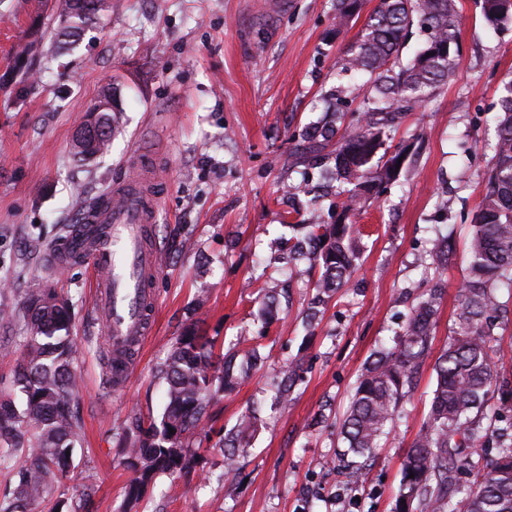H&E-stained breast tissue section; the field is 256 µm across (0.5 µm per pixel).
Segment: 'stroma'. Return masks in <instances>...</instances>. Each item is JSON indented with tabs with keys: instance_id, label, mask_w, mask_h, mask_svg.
I'll return each instance as SVG.
<instances>
[{
	"instance_id": "1",
	"label": "stroma",
	"mask_w": 512,
	"mask_h": 512,
	"mask_svg": "<svg viewBox=\"0 0 512 512\" xmlns=\"http://www.w3.org/2000/svg\"><path fill=\"white\" fill-rule=\"evenodd\" d=\"M45 4L0 0V310L20 311L28 292L46 284L71 306L81 436L67 498L91 486L93 512H394L402 458L428 416L431 365L356 484L337 471L340 423L366 362L391 344L412 297L431 283L418 256L438 224L452 231L454 250L433 347L448 341L501 81L512 76V26L492 31L482 0H458L457 75L401 118L392 143L411 147L401 175L354 217L362 249L350 283L309 329L316 275L284 243L290 225L313 215L333 223L337 198L324 188L320 153L300 133L325 122L323 101L337 86L349 90L347 112H361L368 78L341 62L377 0L337 38L336 0H112L111 13L62 55L52 29H30ZM27 42L33 53L19 60ZM110 84L122 104L111 150L76 162L73 139ZM136 152L164 191L154 227L164 269L149 334L115 391L104 378L106 341L92 324L91 270H51L48 253L89 200L133 176ZM196 320L220 350L245 338L265 356L211 409L213 430L225 434L242 413L262 408L237 457L236 490L226 494L224 456L213 448L190 477L157 475L128 502L133 472L118 439L133 419H158V368ZM292 356L304 361L303 379L283 403L270 383Z\"/></svg>"
}]
</instances>
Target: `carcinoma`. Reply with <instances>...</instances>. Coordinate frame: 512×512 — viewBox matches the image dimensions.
<instances>
[{"label":"carcinoma","instance_id":"cac0c4a2","mask_svg":"<svg viewBox=\"0 0 512 512\" xmlns=\"http://www.w3.org/2000/svg\"><path fill=\"white\" fill-rule=\"evenodd\" d=\"M359 0H336L334 32L341 34L357 15ZM112 10V0H59L55 13L61 44L79 40L102 15ZM487 25L498 29L512 24L499 0H482ZM426 32V43L407 64L400 49L412 27ZM458 38L457 0H378L357 40L343 59L342 70L369 77L372 93L364 112L343 111L344 90L326 111L336 113V126L315 131L313 148L329 150L334 166L331 178L345 194L342 217L356 215L364 196L394 182L405 158L402 147L391 149L389 119L400 112L422 109L442 85L456 76L455 57L428 55L433 46L451 49ZM114 130L97 141L91 151L76 140L78 162L106 153ZM492 164L486 192L473 217L466 273L459 287L460 307L444 347L433 365L435 387L427 421L401 462V488L395 512H512V421L499 425L501 415L491 401H512V382L494 375L491 346L494 320L507 311L500 290L512 288V79L502 87L496 116ZM312 256L320 269L315 288L330 298L348 284L359 251L354 224H300ZM452 234H438L424 260L434 265L435 284L422 292L393 344L374 352L359 377L351 404L344 415L341 436L344 455L354 460L346 468L353 481L364 474L360 459L368 457L377 442L388 435L405 394L431 354L433 328L444 295L440 265L448 259ZM22 356L11 380L22 404L0 397V471L9 476L0 491V512H32L38 500L61 493L71 457L80 435V423L70 409L78 393L73 363L76 347L68 302L51 288H34L23 305ZM240 366L217 354L213 339L189 324L176 338L159 373L166 383V405L160 420L136 424L124 448L134 477L126 487L128 500L136 501L159 473L189 474L202 455L196 435L205 431L209 408L249 377L258 351L239 352ZM302 369L295 357L284 373L280 396L288 397ZM257 410L242 415L235 430L219 437L215 446L225 449L224 478L234 482L236 452L254 431ZM466 468L478 480L459 486L455 474ZM94 488L78 501H59L68 512H91Z\"/></svg>","mask_w":512,"mask_h":512}]
</instances>
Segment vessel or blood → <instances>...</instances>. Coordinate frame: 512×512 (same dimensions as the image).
I'll use <instances>...</instances> for the list:
<instances>
[{
  "mask_svg": "<svg viewBox=\"0 0 512 512\" xmlns=\"http://www.w3.org/2000/svg\"><path fill=\"white\" fill-rule=\"evenodd\" d=\"M155 180L143 167L133 181L111 184L84 206L53 260L92 266L97 323L113 352L142 344L156 308L153 285L162 270L151 232L158 203L149 192Z\"/></svg>",
  "mask_w": 512,
  "mask_h": 512,
  "instance_id": "obj_1",
  "label": "vessel or blood"
}]
</instances>
